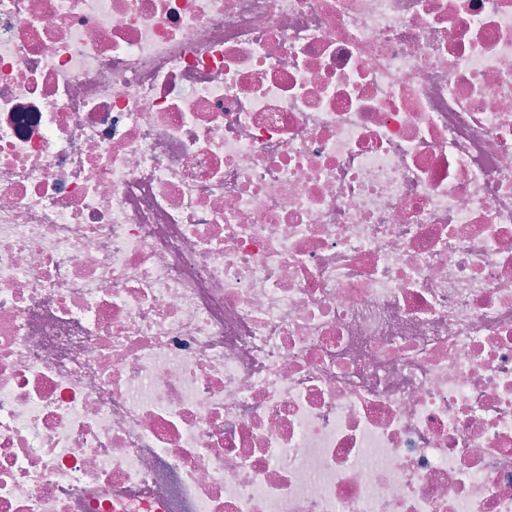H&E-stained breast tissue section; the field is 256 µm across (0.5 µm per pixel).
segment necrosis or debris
Returning <instances> with one entry per match:
<instances>
[{
    "instance_id": "obj_1",
    "label": "necrosis or debris",
    "mask_w": 512,
    "mask_h": 512,
    "mask_svg": "<svg viewBox=\"0 0 512 512\" xmlns=\"http://www.w3.org/2000/svg\"><path fill=\"white\" fill-rule=\"evenodd\" d=\"M0 512H512V0H0Z\"/></svg>"
}]
</instances>
